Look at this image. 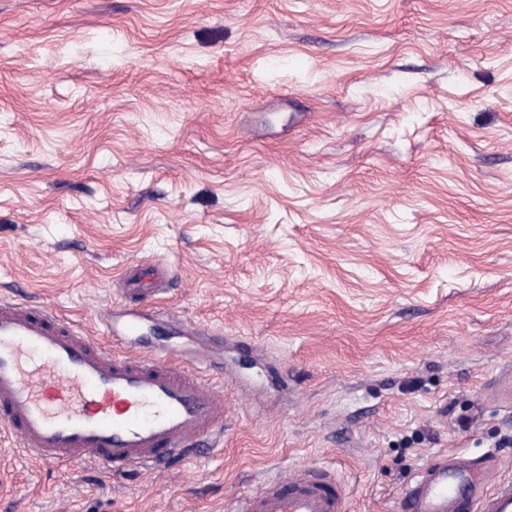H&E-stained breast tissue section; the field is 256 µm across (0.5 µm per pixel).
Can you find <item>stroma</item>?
<instances>
[{
  "instance_id": "1",
  "label": "stroma",
  "mask_w": 512,
  "mask_h": 512,
  "mask_svg": "<svg viewBox=\"0 0 512 512\" xmlns=\"http://www.w3.org/2000/svg\"><path fill=\"white\" fill-rule=\"evenodd\" d=\"M148 263L117 344L222 363V447L115 477L0 427V512L512 478V0H0V297L104 343Z\"/></svg>"
}]
</instances>
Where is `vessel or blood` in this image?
<instances>
[{
    "instance_id": "b4317fda",
    "label": "vessel or blood",
    "mask_w": 512,
    "mask_h": 512,
    "mask_svg": "<svg viewBox=\"0 0 512 512\" xmlns=\"http://www.w3.org/2000/svg\"><path fill=\"white\" fill-rule=\"evenodd\" d=\"M213 377L173 354L107 349L48 306L0 298V425L38 459L122 475L214 445L226 415ZM472 507L512 512V479L456 456L420 470L402 500L403 512ZM237 512H347V500L331 471L292 470Z\"/></svg>"
}]
</instances>
